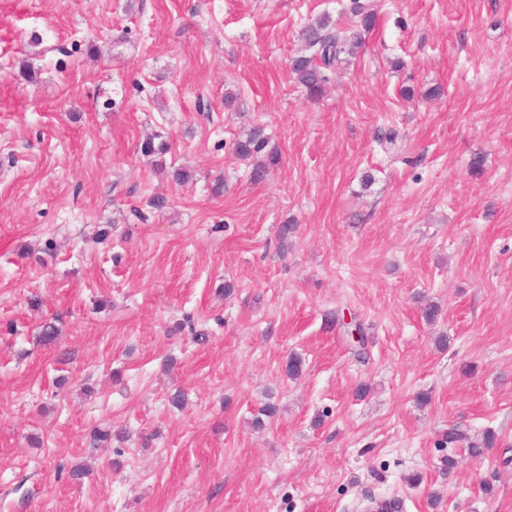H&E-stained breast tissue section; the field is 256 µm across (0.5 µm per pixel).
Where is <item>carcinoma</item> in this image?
<instances>
[{
  "mask_svg": "<svg viewBox=\"0 0 512 512\" xmlns=\"http://www.w3.org/2000/svg\"><path fill=\"white\" fill-rule=\"evenodd\" d=\"M354 13L359 17L360 30L350 36H343L339 32L328 31L329 21L321 19L307 26L301 34L307 48L316 49L312 56H298L291 61V68L298 82L303 85L312 96L321 93L327 81L326 71L343 62L341 55L352 54L362 39V33L370 30L375 24L372 13L364 11L358 5ZM267 146L262 130L252 128L234 143V151L241 158H250L260 153Z\"/></svg>",
  "mask_w": 512,
  "mask_h": 512,
  "instance_id": "1",
  "label": "carcinoma"
}]
</instances>
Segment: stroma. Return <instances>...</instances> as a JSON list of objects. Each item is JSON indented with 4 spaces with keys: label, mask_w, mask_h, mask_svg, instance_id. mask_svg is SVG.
<instances>
[{
    "label": "stroma",
    "mask_w": 512,
    "mask_h": 512,
    "mask_svg": "<svg viewBox=\"0 0 512 512\" xmlns=\"http://www.w3.org/2000/svg\"><path fill=\"white\" fill-rule=\"evenodd\" d=\"M370 498L512 512V0H0V512ZM355 16L359 17L360 30L350 36H343L338 31H328L329 21L324 18L307 26L301 34L307 48H316L313 56H298L291 61V68L298 82L312 96L321 93L327 81L326 71L343 62L341 55L352 54L361 42L363 32L369 31L375 24L373 13L365 12L364 7L356 5ZM266 146V139L262 134V130L258 127L252 128L244 133V135L235 142L234 151L237 156L241 158H250L263 151Z\"/></svg>",
    "instance_id": "obj_1"
}]
</instances>
